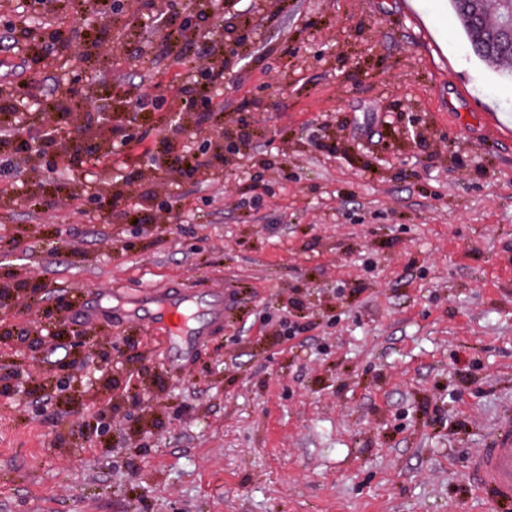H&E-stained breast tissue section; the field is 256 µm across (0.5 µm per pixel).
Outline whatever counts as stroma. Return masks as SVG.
Instances as JSON below:
<instances>
[{"mask_svg": "<svg viewBox=\"0 0 512 512\" xmlns=\"http://www.w3.org/2000/svg\"><path fill=\"white\" fill-rule=\"evenodd\" d=\"M97 2L0 7V64L38 83L0 127L45 131L60 85L85 106L132 83L158 98L112 117L133 151L28 194L0 174V281L49 284L0 306V370L31 380L0 389V512H494L467 462L512 417V81L448 0H241L211 43L182 38L233 79L176 154L213 159L199 145L222 130L245 147L223 181L186 179L155 147L197 72L136 0L119 31ZM21 13L36 31L85 19L114 51L74 65L61 40H16ZM94 183L119 197L109 217ZM176 297L204 333L170 373L148 317ZM59 321L84 352L60 336L29 353L23 334ZM105 351L98 435L69 391Z\"/></svg>", "mask_w": 512, "mask_h": 512, "instance_id": "1", "label": "stroma"}]
</instances>
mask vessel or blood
Here are the masks:
<instances>
[{"instance_id":"b4317fda","label":"vessel or blood","mask_w":512,"mask_h":512,"mask_svg":"<svg viewBox=\"0 0 512 512\" xmlns=\"http://www.w3.org/2000/svg\"><path fill=\"white\" fill-rule=\"evenodd\" d=\"M188 307L172 305L157 313L160 331L168 343H175L184 330ZM478 491L492 500L498 512H512V421L501 424L487 448L470 458L468 464Z\"/></svg>"}]
</instances>
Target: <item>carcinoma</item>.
Masks as SVG:
<instances>
[{"mask_svg": "<svg viewBox=\"0 0 512 512\" xmlns=\"http://www.w3.org/2000/svg\"><path fill=\"white\" fill-rule=\"evenodd\" d=\"M451 6L479 60L494 71L512 61V43L503 40L502 35L503 25L512 15V0H498L492 22L487 18L484 0H451Z\"/></svg>", "mask_w": 512, "mask_h": 512, "instance_id": "carcinoma-1", "label": "carcinoma"}]
</instances>
